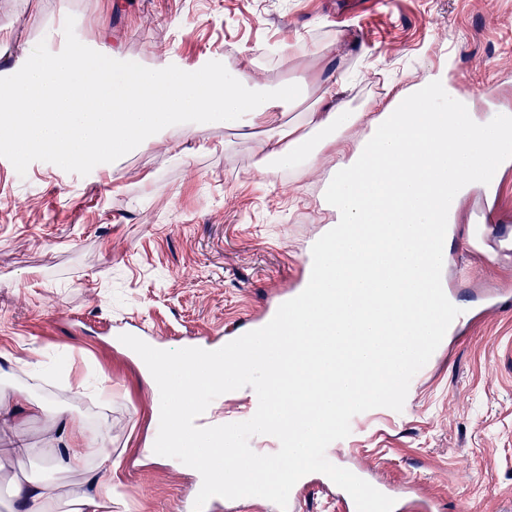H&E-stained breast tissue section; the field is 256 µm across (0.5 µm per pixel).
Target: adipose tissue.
Instances as JSON below:
<instances>
[{
    "instance_id": "adipose-tissue-1",
    "label": "adipose tissue",
    "mask_w": 512,
    "mask_h": 512,
    "mask_svg": "<svg viewBox=\"0 0 512 512\" xmlns=\"http://www.w3.org/2000/svg\"><path fill=\"white\" fill-rule=\"evenodd\" d=\"M336 86L326 81L311 102L305 84L272 87L253 69L161 62L117 75L79 39L29 55L0 81V145L28 155L82 166L190 135L218 115L231 127H265L257 173L288 169L321 183L326 227L291 308L223 355L182 348L145 361L153 408L169 418L163 455L217 488H245L259 473L297 479L343 412L384 393L422 343L447 333L448 234L467 197L500 178L495 161L512 144V114L473 112L444 71L358 107L337 103ZM301 103L305 111L282 126L286 108ZM251 376L265 394L253 412L258 434L284 439L272 456L242 455L214 405L205 408L208 432L191 425L203 392L237 393ZM43 443L51 469L86 475L93 491L69 497L56 481L14 476L13 460L31 452L21 441L0 455V478L23 512H110L112 484L101 475L112 456L93 453L84 420L70 418Z\"/></svg>"
}]
</instances>
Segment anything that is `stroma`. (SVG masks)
<instances>
[{"label": "stroma", "instance_id": "stroma-1", "mask_svg": "<svg viewBox=\"0 0 512 512\" xmlns=\"http://www.w3.org/2000/svg\"><path fill=\"white\" fill-rule=\"evenodd\" d=\"M73 38L122 70L256 60L273 86L361 72L345 95L354 105L444 70L480 111H512V0H0V77L23 49L57 52ZM261 138L204 123L112 168L0 147V396L48 404L0 424V451L34 447L16 473L52 478L42 434L80 415L112 452L115 512H181L195 477L145 451L146 434L165 427L115 343L128 329L144 350L225 341L300 286L324 227L319 187L298 174L299 192L281 194V176L255 170ZM468 231L455 225L448 238V293L477 319L457 328L392 422L337 425L307 464L302 512H340L318 485L341 487L350 473L363 485L419 481L440 512H512V168L485 256L468 252Z\"/></svg>", "mask_w": 512, "mask_h": 512}]
</instances>
